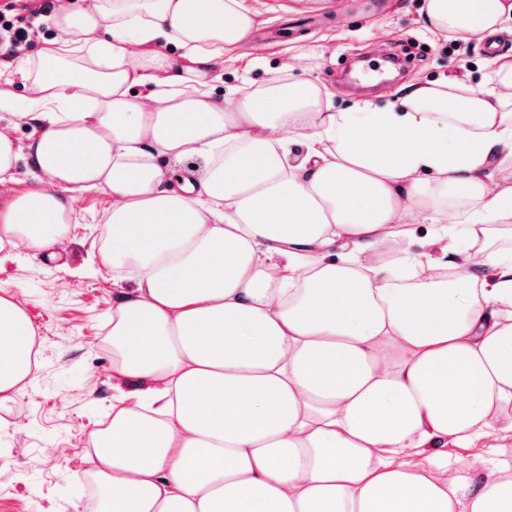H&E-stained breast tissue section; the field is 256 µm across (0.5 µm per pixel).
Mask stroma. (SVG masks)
Instances as JSON below:
<instances>
[{"instance_id":"1","label":"stroma","mask_w":512,"mask_h":512,"mask_svg":"<svg viewBox=\"0 0 512 512\" xmlns=\"http://www.w3.org/2000/svg\"><path fill=\"white\" fill-rule=\"evenodd\" d=\"M249 2L258 13L251 42L213 72L215 98L242 83L263 87L286 56L301 58L300 76L315 81L336 111L364 100L383 108L409 87L451 78L491 84L490 55L429 29L426 0ZM109 207L105 194L81 195L63 254H22L0 265V289L24 294L38 364L21 396L0 409V512H90L89 436L113 393L112 275L92 262Z\"/></svg>"}]
</instances>
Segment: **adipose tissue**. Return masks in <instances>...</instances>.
I'll return each mask as SVG.
<instances>
[{
    "mask_svg": "<svg viewBox=\"0 0 512 512\" xmlns=\"http://www.w3.org/2000/svg\"><path fill=\"white\" fill-rule=\"evenodd\" d=\"M426 19L484 37L512 0H427ZM46 22L14 66L29 96L0 88L8 125L42 127L25 147L0 131V264L61 248L78 195L111 198L97 260L132 286L112 301L124 388L90 437L96 512H512V467L488 462L512 434V249L487 246L512 225V58L488 90L336 112L288 61L213 98L246 0L67 2ZM419 223L440 258L413 249ZM36 337L1 289L0 407ZM448 441L481 470L413 462Z\"/></svg>",
    "mask_w": 512,
    "mask_h": 512,
    "instance_id": "obj_1",
    "label": "adipose tissue"
}]
</instances>
